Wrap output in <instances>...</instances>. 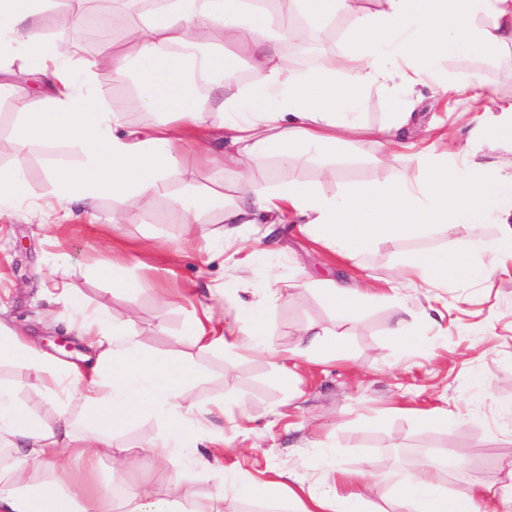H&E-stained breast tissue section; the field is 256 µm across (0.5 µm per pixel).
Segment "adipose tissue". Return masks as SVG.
Segmentation results:
<instances>
[{"label":"adipose tissue","mask_w":512,"mask_h":512,"mask_svg":"<svg viewBox=\"0 0 512 512\" xmlns=\"http://www.w3.org/2000/svg\"><path fill=\"white\" fill-rule=\"evenodd\" d=\"M48 2L0 0V100L17 107L19 146L62 143L81 155L79 165L57 179L59 210L78 203L92 212L109 197L123 204L112 223H123L165 190L188 137L205 135L208 115L220 112L224 151L211 162L239 172L238 200L222 212L224 238H238L246 224L287 218L327 250L354 261L380 244L413 239L432 227L497 224L496 240L478 238L455 253H420L403 263L402 278L436 290L491 276L500 250H512V172L476 149L512 129V103H491L477 118L459 149L462 164L449 163L444 154L411 153L407 141L418 90L430 84L438 59L512 50V0H376L372 11L358 0H287L284 17L270 14L262 0H162L144 15L133 54L105 51L78 64L66 47L44 38L53 21ZM286 17L318 23L342 17L353 37L343 52L322 55L308 67L281 51ZM231 46L251 51L248 86L238 83L227 54ZM18 61L34 64L22 82L13 69ZM133 68L144 107L169 112L170 121L139 128L126 123L120 107H107L96 72L109 70L120 83ZM371 88L394 106L388 123L375 131L382 146L375 163L387 168L412 154L418 181L357 183L329 196L309 183L274 186L257 177L272 156L292 167L307 156L363 154L365 129L357 116ZM24 163L20 154L12 165L0 166V212L29 199ZM313 285L306 271H297L288 282L271 281L258 301L235 311L219 314L206 306L184 334L214 355L268 354L282 381L291 383L292 358L333 360L347 352L342 337L315 325L302 329V346L293 357L278 353L267 338L269 306L287 301L290 289ZM68 303L71 326L86 347L76 363L0 323V363L24 364L35 394L62 404L76 393L84 407L81 420L63 413L50 422L33 415L16 388L0 384V512H112L111 492L94 488L91 476L100 456L113 452L115 437L139 417L163 426L147 457H180L214 470L206 451L223 447L224 433L205 421L223 414L224 405L203 408L187 399L199 378L194 364L147 350L107 311L87 310L73 297ZM36 467L42 478L33 475ZM439 470L432 463L397 476L394 512H477L485 499L494 500L493 512H512V491L467 486L449 494L437 479ZM57 471L68 472L65 485L55 484ZM215 472L240 500L268 501L297 489L306 498L302 512H374L368 498L349 489L366 480L363 471L330 467L315 482L293 485ZM121 512H224V499L202 503L178 484L169 496L127 490Z\"/></svg>","instance_id":"ef3b65f1"}]
</instances>
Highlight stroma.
I'll use <instances>...</instances> for the list:
<instances>
[{
    "mask_svg": "<svg viewBox=\"0 0 512 512\" xmlns=\"http://www.w3.org/2000/svg\"><path fill=\"white\" fill-rule=\"evenodd\" d=\"M46 39L70 45L76 62L106 49L128 53L136 44L130 30L88 29L78 36L58 24L47 30ZM471 72L482 74L484 98L512 100V60L475 56L441 60L435 81L422 91L426 101L418 109L419 137L433 152L443 149L438 130H446L452 141L466 139L481 113L480 103H461L450 91ZM96 80L107 102L122 103L128 123L148 127L167 120V113L143 107L136 78L116 83L109 71L101 70ZM16 121L12 105L0 102V166L24 152L30 198L49 202L55 191L47 174L49 167L71 168L80 157L61 144L19 150ZM261 175L275 185L310 182L334 195L363 181L401 176L414 180L419 171L405 157L387 170L366 160L325 165L305 161L284 168L271 159ZM236 183L235 173H215L205 160L204 147L190 145L180 168L169 177L168 190L218 187L229 202L236 195ZM121 208L120 201L109 198L101 199L92 215L73 206L71 213H60L62 228L52 238L29 222L26 208L0 215V318L35 338L55 357L74 361L81 344L68 330L70 310L46 292L53 275L51 259L65 254L70 262L64 280L73 296L88 307L107 310L114 319L128 321L131 330L145 337L155 352L182 355L197 364L202 378L190 387L188 398L202 406L219 400L226 406V416L212 418L213 429L227 428V415L239 410L252 414L248 432L228 436L218 449L216 468L254 478L270 477L275 470L308 478L325 463L365 470L368 483L360 491L381 512L391 507L395 475L412 470L428 457L448 460L450 468L442 475L448 488L471 483L495 489L512 487V256L503 255L491 277L437 295L397 279L398 265L407 256L424 250L450 252L478 235L493 238L494 225L461 224L449 232L435 228L425 236L378 247L360 268L321 248L289 222L245 225L241 248L225 250L201 239L187 241L185 226L167 196L158 197L125 223H107V216ZM121 256L129 260L130 277L151 280L153 291L133 299L100 275V268ZM301 267L319 279L369 280L379 298L341 317L317 291L298 289L287 302L271 308L268 332L280 349L294 348L299 329L310 322L343 334L348 344L346 357L300 363L294 391L283 387L276 369L263 356H215L198 351L184 336L185 325L202 306H221V299L211 298L210 289L234 270H242L247 279L239 300L251 302L256 298L255 287L270 274L285 279ZM393 288L425 321L426 348L396 351L387 334L396 310L385 298ZM160 290L169 296L168 308L157 302ZM1 381L18 386L21 399L35 414L56 417L52 401L29 391L31 377L23 364L0 365ZM435 409L460 415L452 435L432 431L417 421V414ZM161 431L154 419H133L115 440L116 446L128 449V466L116 468L110 458H102L96 485L113 482L123 489L162 496L170 493V479L175 476L198 500L220 494L213 470H200L177 458L156 464L141 454V446ZM463 451L469 458L461 464L457 457Z\"/></svg>",
    "mask_w": 512,
    "mask_h": 512,
    "instance_id": "obj_1",
    "label": "stroma"
}]
</instances>
